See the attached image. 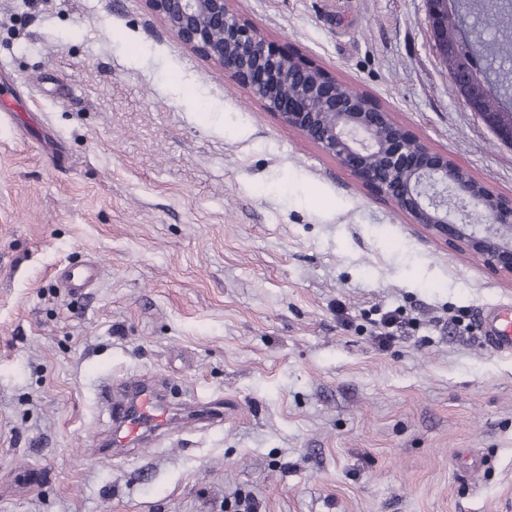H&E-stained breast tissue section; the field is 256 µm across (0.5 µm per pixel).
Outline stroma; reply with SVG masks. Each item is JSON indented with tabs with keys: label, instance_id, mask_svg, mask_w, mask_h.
Instances as JSON below:
<instances>
[{
	"label": "stroma",
	"instance_id": "1",
	"mask_svg": "<svg viewBox=\"0 0 512 512\" xmlns=\"http://www.w3.org/2000/svg\"><path fill=\"white\" fill-rule=\"evenodd\" d=\"M231 6L512 198L426 0ZM89 260L95 288L64 292ZM504 303L512 278L356 185L148 0H0V512H512V355L476 329ZM377 309L401 319L382 349ZM126 375L164 385L170 429L101 459L100 385ZM100 268L97 264L71 265L64 267L60 280L64 288L72 295H83L88 288H92L99 276Z\"/></svg>",
	"mask_w": 512,
	"mask_h": 512
}]
</instances>
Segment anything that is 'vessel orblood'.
<instances>
[{"label": "vessel or blood", "instance_id": "vessel-or-blood-1", "mask_svg": "<svg viewBox=\"0 0 512 512\" xmlns=\"http://www.w3.org/2000/svg\"><path fill=\"white\" fill-rule=\"evenodd\" d=\"M99 272V266L90 262L64 267L59 277L63 287L78 296L94 286ZM481 332L485 343L497 353L511 355L512 306L491 309L481 323ZM101 395L112 409L113 447H134L166 431L168 413L155 388L135 379L119 386L107 382L101 387Z\"/></svg>", "mask_w": 512, "mask_h": 512}]
</instances>
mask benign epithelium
Here are the masks:
<instances>
[{
    "label": "benign epithelium",
    "mask_w": 512,
    "mask_h": 512,
    "mask_svg": "<svg viewBox=\"0 0 512 512\" xmlns=\"http://www.w3.org/2000/svg\"><path fill=\"white\" fill-rule=\"evenodd\" d=\"M166 28L190 50L244 85L282 122L375 189L435 241L463 248L512 277V200L491 193L454 158L415 139L392 113L353 95L320 66L276 52L236 16L230 0H149ZM436 49L463 103L512 146V104L487 106L499 72L465 70L460 51L477 52L474 10L464 0H428ZM457 20L448 36V19Z\"/></svg>",
    "instance_id": "7a95c632"
}]
</instances>
